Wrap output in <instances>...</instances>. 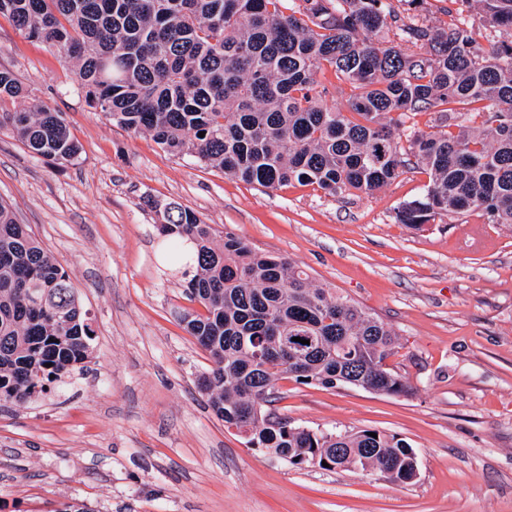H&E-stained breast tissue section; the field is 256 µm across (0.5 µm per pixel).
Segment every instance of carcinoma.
<instances>
[{"instance_id": "cac0c4a2", "label": "carcinoma", "mask_w": 512, "mask_h": 512, "mask_svg": "<svg viewBox=\"0 0 512 512\" xmlns=\"http://www.w3.org/2000/svg\"><path fill=\"white\" fill-rule=\"evenodd\" d=\"M475 1L484 44L466 18ZM455 4L440 28L392 0H0V15L58 49L92 108L174 155L247 184L297 182L336 196L373 192L414 163L429 182L398 208L400 223L420 230L479 210L487 224H512V0ZM389 32L385 47L372 39ZM326 67L356 90L345 112L318 100ZM27 97L1 67L0 100ZM452 103L480 107L451 112ZM442 105L439 130L406 131L411 116ZM3 120L35 155L80 152L60 112L35 104ZM158 215L164 248L201 306L179 319L212 362L199 386L224 426L294 466L317 456L331 470L412 482L416 453L395 435L314 431L266 410L285 376L410 394L386 364L395 333L292 260L219 234L178 203ZM93 336L70 276L0 199V405L88 370Z\"/></svg>"}]
</instances>
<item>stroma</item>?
Returning <instances> with one entry per match:
<instances>
[{
    "mask_svg": "<svg viewBox=\"0 0 512 512\" xmlns=\"http://www.w3.org/2000/svg\"><path fill=\"white\" fill-rule=\"evenodd\" d=\"M1 67L29 99L0 101V114L47 105L80 145L49 160L0 128V198L70 275L95 335L88 373L0 407V512L74 499L97 512H512V225L477 210L399 223L429 182L419 168L339 197L172 155L90 108L72 66L4 16ZM169 202L387 324L410 395L287 378L274 410L314 430L396 435L416 452L415 480L292 466L213 414L198 387L210 362L175 315L190 302L163 258L155 208Z\"/></svg>",
    "mask_w": 512,
    "mask_h": 512,
    "instance_id": "1",
    "label": "stroma"
}]
</instances>
